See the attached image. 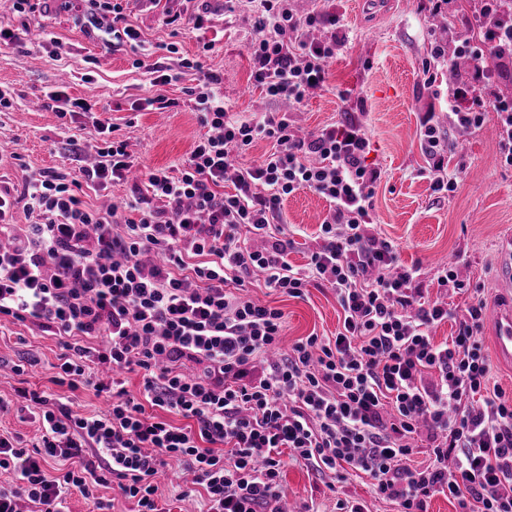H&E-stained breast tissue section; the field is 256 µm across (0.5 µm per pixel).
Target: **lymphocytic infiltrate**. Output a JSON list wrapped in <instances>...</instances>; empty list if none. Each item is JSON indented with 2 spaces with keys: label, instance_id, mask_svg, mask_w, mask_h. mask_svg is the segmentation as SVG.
<instances>
[{
  "label": "lymphocytic infiltrate",
  "instance_id": "lymphocytic-infiltrate-1",
  "mask_svg": "<svg viewBox=\"0 0 512 512\" xmlns=\"http://www.w3.org/2000/svg\"><path fill=\"white\" fill-rule=\"evenodd\" d=\"M81 24L105 42L144 48L120 0H67ZM248 45L251 77L267 96L302 104L324 87L337 36L307 38L335 26L324 11L300 18L289 0H257ZM111 16L102 27L103 16ZM482 38L470 51L478 77L448 90V124L500 120L505 162L512 165V104L486 98L480 81L499 57L512 26L486 10ZM221 79L205 75L192 89L194 109L210 135L196 141L179 171L145 168L144 195L124 207H91L83 189L125 180L133 165L126 141L97 123L104 147L74 176L35 172L20 195L0 190V316L30 320L61 336L56 385L75 391L92 370L108 406L84 416L64 398L20 387L16 395L41 411V440L0 435V512H69L117 484L135 512H163L155 483L168 460L182 463L207 495L206 512H284L282 451L318 472H360L377 496L401 512H427L443 494L465 512H512V396L489 392L490 364L478 335L481 304L465 314L425 300L417 267L400 265L392 245L369 235L379 178L366 163L369 141L358 124L296 136L287 115L256 121L231 116ZM259 139L272 148L255 166L241 158ZM233 193H226L225 185ZM266 193H258L256 185ZM301 188L329 204L322 243L304 267L288 261L278 223L285 197ZM32 221H13L16 204ZM272 239L255 250L243 234ZM198 264H190V257ZM261 273L272 290L299 298L311 283L329 284L343 312L335 336H307L279 353L281 310L240 291ZM454 319L450 341L430 329ZM201 365L188 374L185 362ZM264 362L256 371V362ZM141 371L131 395L122 372ZM437 379L424 383L425 372ZM481 405H474L475 395ZM184 418L181 426L169 415ZM426 435L433 461L410 467L413 441Z\"/></svg>",
  "mask_w": 512,
  "mask_h": 512
}]
</instances>
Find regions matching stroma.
I'll use <instances>...</instances> for the list:
<instances>
[{
    "label": "stroma",
    "mask_w": 512,
    "mask_h": 512,
    "mask_svg": "<svg viewBox=\"0 0 512 512\" xmlns=\"http://www.w3.org/2000/svg\"><path fill=\"white\" fill-rule=\"evenodd\" d=\"M373 9L362 0H291L298 17L323 9L335 13L336 32L344 40L330 60L324 89L292 109L297 133L355 121L370 143L367 162L380 173L373 197L371 232L390 242L400 262L420 269L419 286L425 299L465 310L482 300L480 336L486 354H493L491 327L499 310L512 299L500 286L506 258L499 251L502 237L512 235V165L501 154L498 117L487 113L482 127L472 129L463 152H449L444 173L456 184L443 195L431 188L429 157L421 118L431 112L440 131L448 129L447 57L455 40L437 43L434 20H447L458 6L448 4L436 13L428 0H379ZM213 14L221 38L203 51L202 31L162 25L164 13L188 14L200 7ZM124 14L137 28L152 54L139 58L129 45L109 46L77 24L55 0L44 14L17 15L0 0V26L23 30L19 45L0 46V87L13 97L11 109L0 112V184L21 189L33 171L68 173L75 169L66 145L77 141L83 154L101 145L96 120L108 119L128 151L151 167L178 170L194 142L207 132L193 109L189 92L202 72L219 75L230 112L248 120L258 113L283 111L282 102L252 85V61L247 45L253 36L254 6L238 0L233 16H225L220 0H125ZM50 31L55 42L43 40ZM177 43L178 53L167 50ZM446 55H435L436 46ZM200 56L202 71L182 70L177 83L153 85L150 66L177 67L181 57ZM434 79L425 82L423 71ZM60 87L71 97H83L89 111L60 118L47 97ZM163 96L167 106L140 109L142 99ZM329 203L302 189L282 206L281 225L290 235L288 261L306 265L322 243L320 224ZM450 264L464 288L451 293L440 288L437 276ZM249 295L284 314L283 346L307 336H334L342 325V311L327 285H309L304 296L292 298L267 288L260 277L247 280ZM61 339L37 324L0 319V360L32 358L23 374L0 369V398L13 400L14 390L27 385L58 396L53 382ZM281 484L285 499L296 512H337L338 501H364L369 512H397V504L376 497L370 479L362 474L343 477L321 474L282 454ZM176 466L157 479V498L166 512H201L199 493L184 494L175 477Z\"/></svg>",
    "instance_id": "35a3bbf8"
}]
</instances>
